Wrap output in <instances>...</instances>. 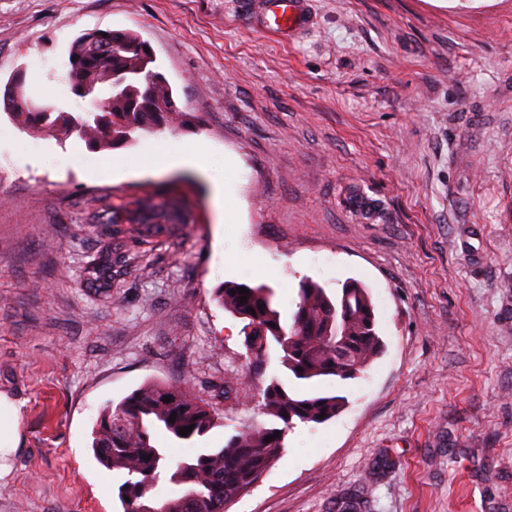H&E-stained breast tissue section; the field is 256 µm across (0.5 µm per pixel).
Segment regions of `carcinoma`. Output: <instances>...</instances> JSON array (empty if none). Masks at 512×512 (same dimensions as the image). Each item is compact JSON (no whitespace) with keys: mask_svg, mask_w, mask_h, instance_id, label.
<instances>
[{"mask_svg":"<svg viewBox=\"0 0 512 512\" xmlns=\"http://www.w3.org/2000/svg\"><path fill=\"white\" fill-rule=\"evenodd\" d=\"M138 34L129 30L83 32L71 42L64 71L52 73L72 93L88 100L89 109L73 114L63 106L44 105L42 112L3 110L24 130L76 135L92 149L131 144L143 134H160L187 123L172 89L155 70L156 57L139 50ZM185 212L173 201L146 197L127 212L125 223L148 231L158 224H182ZM240 284L226 282L214 291L219 307L243 323V345L255 360L270 352L297 383L312 386L302 393L274 378L263 389V413L282 427L243 425L221 448H200L172 465L167 449L154 444V431L179 441L202 438L221 422L217 407L187 385L149 383L100 413L92 432L93 454L123 482L118 496L123 512H227V505L247 492L285 453L286 431L301 424H321L346 404L329 383L363 372L383 349L371 298L360 283L349 281L334 294L318 283H300L292 310H282L272 289L248 287L247 301L236 293ZM263 308H258V305ZM347 355L336 354V338ZM171 402H163L164 397ZM176 420L169 422L172 413ZM193 426L186 436L179 429ZM280 431L279 437H266ZM162 479L180 487L178 495L155 500L151 491Z\"/></svg>","mask_w":512,"mask_h":512,"instance_id":"cac0c4a2","label":"carcinoma"}]
</instances>
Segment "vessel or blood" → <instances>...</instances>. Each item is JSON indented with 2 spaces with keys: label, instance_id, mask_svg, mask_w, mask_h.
I'll return each mask as SVG.
<instances>
[{
  "label": "vessel or blood",
  "instance_id": "1",
  "mask_svg": "<svg viewBox=\"0 0 512 512\" xmlns=\"http://www.w3.org/2000/svg\"><path fill=\"white\" fill-rule=\"evenodd\" d=\"M247 21L279 39L294 37L311 23L310 0H243Z\"/></svg>",
  "mask_w": 512,
  "mask_h": 512
}]
</instances>
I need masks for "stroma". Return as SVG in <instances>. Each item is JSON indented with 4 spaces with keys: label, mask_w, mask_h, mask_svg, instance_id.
I'll use <instances>...</instances> for the list:
<instances>
[{
    "label": "stroma",
    "mask_w": 512,
    "mask_h": 512,
    "mask_svg": "<svg viewBox=\"0 0 512 512\" xmlns=\"http://www.w3.org/2000/svg\"><path fill=\"white\" fill-rule=\"evenodd\" d=\"M241 2L0 0V87L21 68L32 98L85 111L52 72L80 32L128 29L190 114L170 143L92 150L0 110V396L16 408L0 512H120L91 432L149 382L216 404L204 447L271 425L261 393L284 372L247 355L213 291L264 284L288 311L306 277L362 282L385 347L228 512H512V0H311L288 42ZM197 142L208 172L131 170ZM162 195L187 223H112Z\"/></svg>",
    "instance_id": "35a3bbf8"
}]
</instances>
